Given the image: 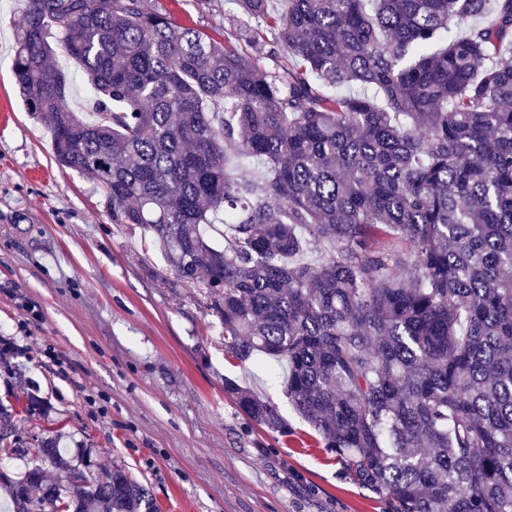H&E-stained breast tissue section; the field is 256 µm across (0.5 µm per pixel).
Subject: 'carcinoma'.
I'll list each match as a JSON object with an SVG mask.
<instances>
[{
	"label": "carcinoma",
	"mask_w": 512,
	"mask_h": 512,
	"mask_svg": "<svg viewBox=\"0 0 512 512\" xmlns=\"http://www.w3.org/2000/svg\"><path fill=\"white\" fill-rule=\"evenodd\" d=\"M231 2L250 57L143 0H28L27 111L220 318L227 353L284 367L288 404L388 512H512V0ZM36 406L0 402V453L25 461L0 471L12 512H159L125 469L93 474L91 448L3 444Z\"/></svg>",
	"instance_id": "obj_1"
}]
</instances>
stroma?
Returning <instances> with one entry per match:
<instances>
[{
    "instance_id": "stroma-1",
    "label": "stroma",
    "mask_w": 512,
    "mask_h": 512,
    "mask_svg": "<svg viewBox=\"0 0 512 512\" xmlns=\"http://www.w3.org/2000/svg\"><path fill=\"white\" fill-rule=\"evenodd\" d=\"M181 25L229 37L231 0H144ZM27 0H0V400L33 395L44 413L14 420L33 437L91 445L160 512H385L295 414L266 367L224 352V327L174 287L141 229L112 223L96 181L59 165L27 111L12 59ZM232 379L294 428L252 422Z\"/></svg>"
}]
</instances>
